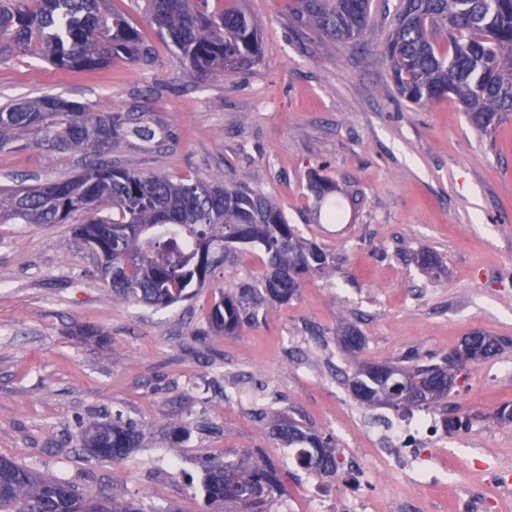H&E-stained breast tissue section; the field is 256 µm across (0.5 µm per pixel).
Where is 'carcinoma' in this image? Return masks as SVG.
I'll list each match as a JSON object with an SVG mask.
<instances>
[{"mask_svg": "<svg viewBox=\"0 0 512 512\" xmlns=\"http://www.w3.org/2000/svg\"><path fill=\"white\" fill-rule=\"evenodd\" d=\"M157 35L171 43L192 76L205 80L233 75L262 60L258 21L238 0H146ZM371 0H289V16L301 35L315 34L344 44L365 35ZM62 71L90 72L112 58L139 62L151 48L138 27L107 0H0V57L26 54ZM380 53L389 63L396 93L414 105L454 97L471 126L493 133L512 119V0H400ZM150 142L149 126H124L110 112H92L82 102L43 95L0 108V148L18 133L34 136L37 146L82 152L86 171L34 187L0 189V223L64 224L86 215L75 228L95 257L112 294L149 306L166 307L193 296L224 266L236 244L258 245L264 273L252 284L231 286L214 300L212 329L231 334L254 320L270 304L286 305L305 275H328L336 254L305 237L288 223L269 197L245 185L227 187L161 173H140L106 158L120 133ZM311 191L325 217L343 214V200L357 193L319 176ZM488 347L477 361L499 353L492 336L475 332L466 344ZM465 365L448 356L434 364L410 358L397 366L403 388H428L435 395L420 407H436L448 397V379ZM351 393H365L360 406L378 405L399 412L392 401H371L379 390L369 364L356 365L347 377ZM269 435L293 448L301 468L328 476L336 473V449L293 419L274 424ZM142 432L118 421H97L80 428L78 441L88 456L116 463L140 446ZM204 484L212 503L236 505L238 512H271L284 494L276 467L259 454L242 451L205 468ZM0 512H143L122 495L106 502L88 498L68 479L44 475L0 456Z\"/></svg>", "mask_w": 512, "mask_h": 512, "instance_id": "cac0c4a2", "label": "carcinoma"}]
</instances>
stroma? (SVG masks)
<instances>
[{"label": "stroma", "instance_id": "35a3bbf8", "mask_svg": "<svg viewBox=\"0 0 512 512\" xmlns=\"http://www.w3.org/2000/svg\"><path fill=\"white\" fill-rule=\"evenodd\" d=\"M399 0H372L363 43L298 39L288 0H244L260 24L264 54L248 71L200 81L161 40L145 0H110L154 49L152 63L114 59L96 72H66L28 55L0 60V105L60 95L94 112L131 117L157 132L124 135L116 165L246 184L273 199L289 223L336 253L330 276L304 277L291 303L232 334L207 314L228 285L254 282L259 250L240 248L192 300L152 307L113 297L72 224L0 223V456L63 475L84 495H125L144 512H214L201 491L204 464L259 451L277 465L285 494L273 512H332L316 487L337 499L352 489L288 458L268 435L275 420L300 421L335 447L356 451L372 480L361 491L373 512H512V479L487 460L512 464V122L490 136L444 98L423 107L401 99L379 54ZM71 151L18 142L0 150V188L82 172ZM320 174L358 192L340 223L317 212L309 182ZM442 264L432 277L415 263L421 248ZM355 323L364 351L347 355L337 331ZM97 328L87 340L78 328ZM481 331L501 352L466 365L436 418L463 420L445 432L447 484L427 489L375 448L364 418L394 417L361 407L344 383L362 362L410 357L435 363ZM118 419L143 433L121 462H99L77 442L81 426ZM189 422L187 436L171 429Z\"/></svg>", "mask_w": 512, "mask_h": 512}]
</instances>
